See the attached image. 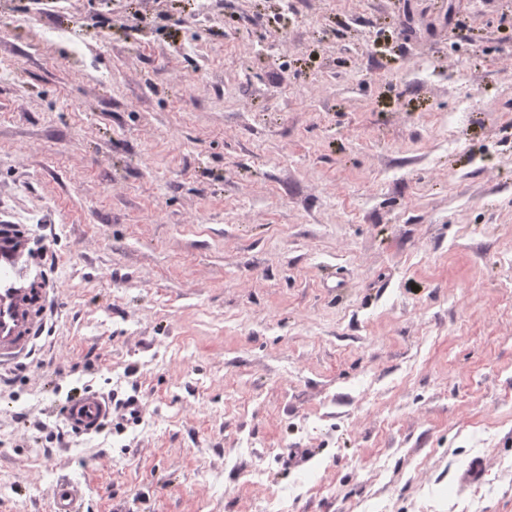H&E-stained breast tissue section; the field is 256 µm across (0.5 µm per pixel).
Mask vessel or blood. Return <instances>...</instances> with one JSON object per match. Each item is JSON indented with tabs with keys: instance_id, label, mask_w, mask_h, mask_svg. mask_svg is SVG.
I'll list each match as a JSON object with an SVG mask.
<instances>
[{
	"instance_id": "vessel-or-blood-1",
	"label": "vessel or blood",
	"mask_w": 512,
	"mask_h": 512,
	"mask_svg": "<svg viewBox=\"0 0 512 512\" xmlns=\"http://www.w3.org/2000/svg\"><path fill=\"white\" fill-rule=\"evenodd\" d=\"M28 254L26 242L7 236L0 238V362L20 354L40 326L37 313L21 301L30 275ZM113 411L104 397L89 394L71 401L68 422L75 430L90 431Z\"/></svg>"
}]
</instances>
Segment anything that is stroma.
I'll list each match as a JSON object with an SVG mask.
<instances>
[{
  "label": "stroma",
  "mask_w": 512,
  "mask_h": 512,
  "mask_svg": "<svg viewBox=\"0 0 512 512\" xmlns=\"http://www.w3.org/2000/svg\"><path fill=\"white\" fill-rule=\"evenodd\" d=\"M1 224L0 512H512V0H0ZM27 243L3 236L0 238V362L20 354L29 337L39 329L36 312L28 306L38 302V282L33 281L24 301L26 278L30 275ZM114 409L112 404L97 394H88L73 400L68 408V422L78 431H90L109 418Z\"/></svg>",
  "instance_id": "stroma-1"
}]
</instances>
